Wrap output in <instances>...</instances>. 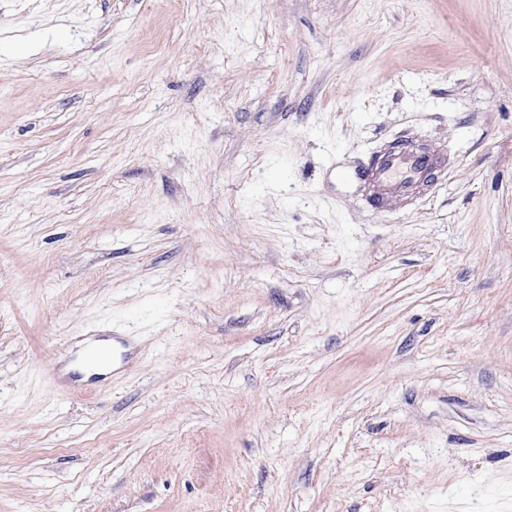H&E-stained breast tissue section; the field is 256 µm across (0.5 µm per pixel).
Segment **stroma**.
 <instances>
[{
    "mask_svg": "<svg viewBox=\"0 0 512 512\" xmlns=\"http://www.w3.org/2000/svg\"><path fill=\"white\" fill-rule=\"evenodd\" d=\"M0 512H512V0H0ZM390 144L365 168L362 180L379 208L390 210L431 185L447 167V157L439 149H421L411 142Z\"/></svg>",
    "mask_w": 512,
    "mask_h": 512,
    "instance_id": "obj_1",
    "label": "stroma"
}]
</instances>
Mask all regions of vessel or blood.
<instances>
[{"instance_id":"1","label":"vessel or blood","mask_w":512,"mask_h":512,"mask_svg":"<svg viewBox=\"0 0 512 512\" xmlns=\"http://www.w3.org/2000/svg\"><path fill=\"white\" fill-rule=\"evenodd\" d=\"M446 166L447 157L441 150L399 142L376 156L365 168L362 180L370 189L374 204L389 210L431 184Z\"/></svg>"}]
</instances>
